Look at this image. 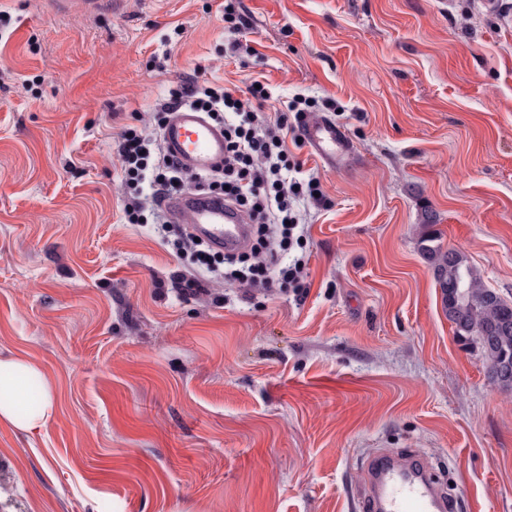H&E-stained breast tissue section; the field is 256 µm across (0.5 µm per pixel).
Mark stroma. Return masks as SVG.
I'll return each mask as SVG.
<instances>
[{"mask_svg": "<svg viewBox=\"0 0 512 512\" xmlns=\"http://www.w3.org/2000/svg\"><path fill=\"white\" fill-rule=\"evenodd\" d=\"M0 0V358L52 385L0 424V512H362L364 463L413 449L457 512H512V390L454 334L418 251L512 301V0ZM331 97L306 286L242 288L123 219L113 139L169 88ZM198 278L201 288L178 282ZM224 26L229 33L240 35L249 28V23L246 16L238 10L237 0L224 1ZM300 135L312 153L329 167L336 168L354 155L353 144L345 129L327 117L306 121ZM31 380H37L40 406L36 413L22 409ZM53 387L44 379L39 368L24 358L0 359V422L24 431L45 429L55 415Z\"/></svg>", "mask_w": 512, "mask_h": 512, "instance_id": "obj_1", "label": "stroma"}]
</instances>
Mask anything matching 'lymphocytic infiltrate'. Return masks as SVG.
<instances>
[{
  "label": "lymphocytic infiltrate",
  "mask_w": 512,
  "mask_h": 512,
  "mask_svg": "<svg viewBox=\"0 0 512 512\" xmlns=\"http://www.w3.org/2000/svg\"><path fill=\"white\" fill-rule=\"evenodd\" d=\"M267 85L248 86L246 96L231 89L192 81L169 89L153 111L152 128L126 127L115 142L125 188L124 218L143 224L148 211L161 207L165 199L183 193L186 186L218 196L245 213L255 243L251 252L223 254L212 250L189 230L161 224L164 239L175 252L193 251L198 262L211 273L241 285L269 284L299 287L304 273L302 260L284 265L281 252L301 245L305 228L299 208L309 204L329 207L320 180L301 176V165L288 148L290 113L339 109L336 99L302 94L280 103L274 114L261 106L270 102ZM182 107L205 112L224 129V166L214 174H195L165 155L161 131L170 114Z\"/></svg>",
  "instance_id": "lymphocytic-infiltrate-1"
}]
</instances>
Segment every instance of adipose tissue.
<instances>
[{
    "instance_id": "ef3b65f1",
    "label": "adipose tissue",
    "mask_w": 512,
    "mask_h": 512,
    "mask_svg": "<svg viewBox=\"0 0 512 512\" xmlns=\"http://www.w3.org/2000/svg\"><path fill=\"white\" fill-rule=\"evenodd\" d=\"M34 380L39 383L40 406L37 412L29 414L22 406ZM54 415V389L44 381L39 368L24 358L0 359V422L24 432H35L46 428Z\"/></svg>"
}]
</instances>
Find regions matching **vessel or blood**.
<instances>
[{
    "mask_svg": "<svg viewBox=\"0 0 512 512\" xmlns=\"http://www.w3.org/2000/svg\"><path fill=\"white\" fill-rule=\"evenodd\" d=\"M302 140L325 165L339 166L354 155L345 129L327 117L306 121ZM161 145L190 172L206 174L224 165V131L202 113L175 112L161 132ZM173 223L188 225L190 232L210 247L226 253L244 250L252 227L245 215L222 198L186 191L163 203ZM370 512H455L454 503L432 481L421 457L383 456L368 466Z\"/></svg>",
    "mask_w": 512,
    "mask_h": 512,
    "instance_id": "1",
    "label": "vessel or blood"
}]
</instances>
